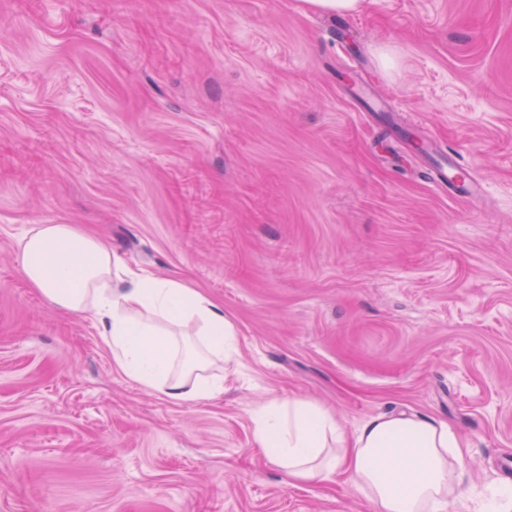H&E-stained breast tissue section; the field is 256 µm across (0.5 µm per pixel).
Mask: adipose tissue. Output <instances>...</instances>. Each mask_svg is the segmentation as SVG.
Wrapping results in <instances>:
<instances>
[{
    "label": "adipose tissue",
    "instance_id": "obj_1",
    "mask_svg": "<svg viewBox=\"0 0 512 512\" xmlns=\"http://www.w3.org/2000/svg\"><path fill=\"white\" fill-rule=\"evenodd\" d=\"M20 272L45 301L93 318L118 369L176 402L218 398L221 363L238 354L223 307L175 279L119 265L111 249L74 224H35L17 241ZM254 438L289 481L346 473L375 512H446L465 469L445 421L372 416L346 432L328 410L291 398L252 412Z\"/></svg>",
    "mask_w": 512,
    "mask_h": 512
}]
</instances>
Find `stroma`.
<instances>
[{
    "label": "stroma",
    "instance_id": "stroma-1",
    "mask_svg": "<svg viewBox=\"0 0 512 512\" xmlns=\"http://www.w3.org/2000/svg\"><path fill=\"white\" fill-rule=\"evenodd\" d=\"M457 156L484 187L449 197ZM33 224L221 305L178 404L22 277ZM446 421L475 512L512 457V0H0V512H374L289 483L251 411ZM312 9L324 13L353 14L361 10L363 0H304ZM463 172L456 160L449 161L448 166L443 165L436 174L439 187L456 194L457 197L473 198L479 191V184L471 179H459V173Z\"/></svg>",
    "mask_w": 512,
    "mask_h": 512
}]
</instances>
